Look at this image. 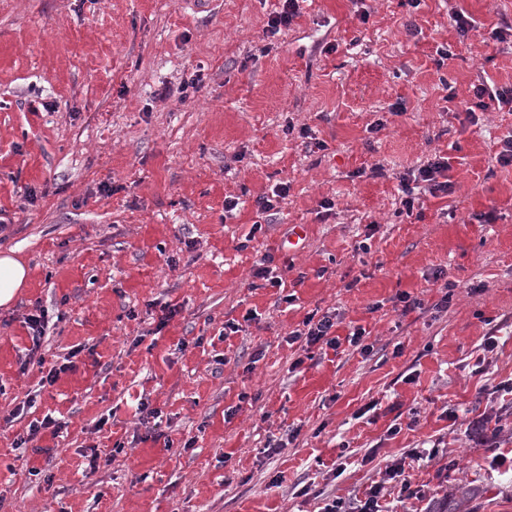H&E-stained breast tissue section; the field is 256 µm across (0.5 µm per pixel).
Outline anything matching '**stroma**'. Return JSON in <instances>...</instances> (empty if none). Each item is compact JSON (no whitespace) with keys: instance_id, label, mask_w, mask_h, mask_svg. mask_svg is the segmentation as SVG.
Returning <instances> with one entry per match:
<instances>
[{"instance_id":"stroma-1","label":"stroma","mask_w":512,"mask_h":512,"mask_svg":"<svg viewBox=\"0 0 512 512\" xmlns=\"http://www.w3.org/2000/svg\"><path fill=\"white\" fill-rule=\"evenodd\" d=\"M277 6L0 0V251L30 270L0 307L5 512H321L380 480L384 512H512V167L494 160L512 112L457 111L477 80L512 84V51L486 40L512 0H304L268 51ZM454 9L481 25L468 40ZM398 101L407 114L389 119ZM304 125L325 149H306ZM437 151L452 194L400 215L399 174ZM374 165L383 176L356 177ZM279 182L281 213L252 232L256 198ZM267 252L291 265L285 289L251 285ZM439 268L454 285L444 307L426 281ZM401 291L424 309L401 315ZM167 302L180 312L156 329ZM38 307L56 324L30 361ZM315 309L336 311L339 335L365 327L372 355L288 344ZM228 319L242 329L219 340ZM68 356L74 370L39 388ZM145 395L165 439L146 436ZM47 415L63 428L16 447ZM436 444L406 465L420 495L402 499L387 466Z\"/></svg>"}]
</instances>
